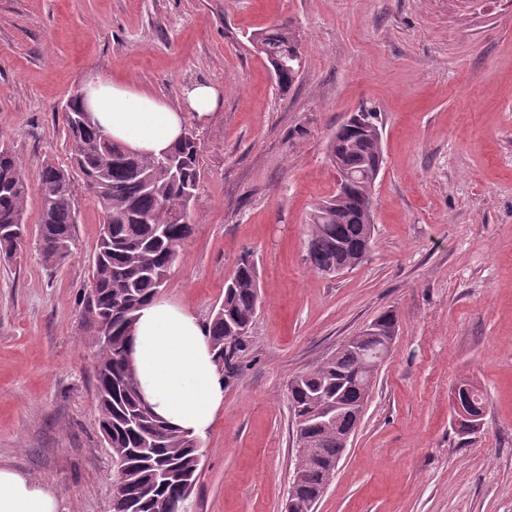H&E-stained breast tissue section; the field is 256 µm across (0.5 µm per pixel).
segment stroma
<instances>
[{
    "instance_id": "1",
    "label": "stroma",
    "mask_w": 512,
    "mask_h": 512,
    "mask_svg": "<svg viewBox=\"0 0 512 512\" xmlns=\"http://www.w3.org/2000/svg\"><path fill=\"white\" fill-rule=\"evenodd\" d=\"M291 21L304 70L280 91L252 33ZM182 104L224 90L200 143L198 222L161 298L210 319L244 254L261 307L223 365L193 512H285L288 384L385 311L398 316L360 426L317 512H512V0H0V137L30 181L28 237L0 261V464L54 486L59 512H112L83 289L102 213L77 193V250L36 246L44 164L69 165L62 111L86 82ZM379 112L385 166L363 264L323 276L307 218L334 194L328 142ZM486 398L460 434L451 394Z\"/></svg>"
}]
</instances>
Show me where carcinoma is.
I'll return each mask as SVG.
<instances>
[{
	"instance_id": "carcinoma-1",
	"label": "carcinoma",
	"mask_w": 512,
	"mask_h": 512,
	"mask_svg": "<svg viewBox=\"0 0 512 512\" xmlns=\"http://www.w3.org/2000/svg\"><path fill=\"white\" fill-rule=\"evenodd\" d=\"M271 65L277 87L285 92L296 71L293 55L301 54L300 34L288 23L266 27L253 35ZM83 102L72 96L64 124L72 141V165L45 164L38 173L37 246L46 267L68 259L76 247L74 174L104 213L90 285L83 295L93 347L99 427L112 430V460L119 464L118 495L112 512H183L185 494L200 478V444L175 427L145 414L139 404L137 379L128 340L136 312L154 297L167 279L182 243L197 220L193 204L200 179L199 145L187 133L167 150L173 165L159 157L130 152L82 112ZM358 123L336 128L328 145L329 158L355 179L346 183L338 201L317 203L309 216L307 257L314 271L360 265L374 239L369 202L374 196L371 175L382 168L384 152L377 149L372 129L379 124L370 110L355 113ZM28 178L21 161L0 146V258H10L27 235L24 222ZM261 300L255 263L244 255L224 287V299L209 319L215 361L246 349L239 330L253 324ZM382 341L357 336L288 386L295 416L297 454L293 470L301 481L288 489V512H301L315 496L325 472L311 464L321 457L342 456L341 433L356 427L348 413L336 414L361 395V386L381 367L376 357Z\"/></svg>"
}]
</instances>
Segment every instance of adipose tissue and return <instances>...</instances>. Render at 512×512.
Segmentation results:
<instances>
[{
	"mask_svg": "<svg viewBox=\"0 0 512 512\" xmlns=\"http://www.w3.org/2000/svg\"><path fill=\"white\" fill-rule=\"evenodd\" d=\"M84 96L93 121L114 141L157 155L179 141L185 111L208 119L222 91L189 86L181 111L102 77L86 85ZM131 348L140 390L153 412L190 437L205 436L224 403V375L213 358L207 322L187 307L153 299L137 313ZM0 512H58V497L48 483L0 465Z\"/></svg>",
	"mask_w": 512,
	"mask_h": 512,
	"instance_id": "1",
	"label": "adipose tissue"
}]
</instances>
